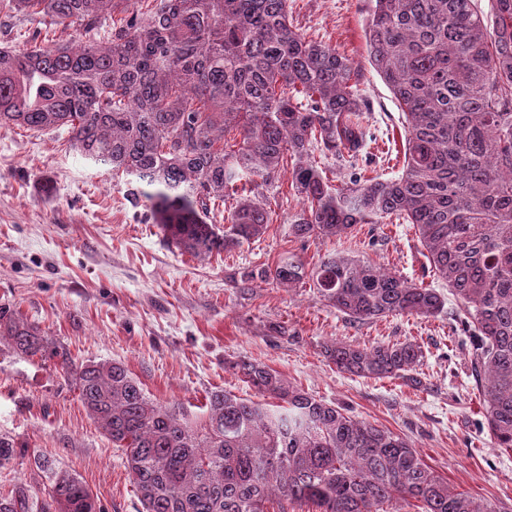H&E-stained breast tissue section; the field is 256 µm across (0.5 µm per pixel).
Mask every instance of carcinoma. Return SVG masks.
Returning a JSON list of instances; mask_svg holds the SVG:
<instances>
[{
	"mask_svg": "<svg viewBox=\"0 0 512 512\" xmlns=\"http://www.w3.org/2000/svg\"><path fill=\"white\" fill-rule=\"evenodd\" d=\"M368 63L401 111V176L337 187L320 151L353 168L371 139L357 91L358 67L293 25L288 0H0L86 30L112 19L104 42L0 46V127L67 128L71 148L135 180L166 241L206 259L267 231L264 191L283 171L302 207L288 234L340 238L391 215L412 225L429 270L448 283L458 318L476 340L471 375L498 448H512V0H494L492 25L474 0H372ZM238 132V148L226 135ZM233 197L224 227L210 203ZM246 279L285 289L312 283L351 322L436 316L445 297L360 259L327 255L310 267L288 253ZM57 359L88 414L121 451L142 512H497L448 484L402 436L330 405L276 370L224 363L263 404L217 389L203 419L156 402L120 363L79 361L41 328L0 306V346ZM336 369L361 378L408 379L423 359L413 342L324 346ZM27 445L0 432V471L23 463ZM52 475L39 492L0 489V512H86L91 490Z\"/></svg>",
	"mask_w": 512,
	"mask_h": 512,
	"instance_id": "cac0c4a2",
	"label": "carcinoma"
}]
</instances>
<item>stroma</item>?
<instances>
[{
	"mask_svg": "<svg viewBox=\"0 0 512 512\" xmlns=\"http://www.w3.org/2000/svg\"><path fill=\"white\" fill-rule=\"evenodd\" d=\"M293 23L361 63L360 90L373 135L358 166L366 177L397 176L403 165L401 112L367 63L370 0H288ZM78 39L23 13L0 14V44ZM67 129L0 128V305L38 325L77 360L122 363L151 398L201 419L209 391L254 392L224 362L243 357L359 418L408 439L450 486L512 512V449L495 447L471 378L473 338L455 299L436 317L347 320L316 288L285 291L242 282L274 267L286 251L308 265L326 254L365 259L447 292L430 276L409 225L397 218L358 224L346 237L300 242L288 219L301 200L281 177L266 233L243 248L202 261L169 245L150 209L129 194V179L70 146ZM413 341L424 361L414 380L364 379L338 372L326 342ZM0 431L19 435L29 455L54 460L82 479L104 512H141L121 453L83 408L53 362L0 351Z\"/></svg>",
	"mask_w": 512,
	"mask_h": 512,
	"instance_id": "obj_1",
	"label": "stroma"
}]
</instances>
